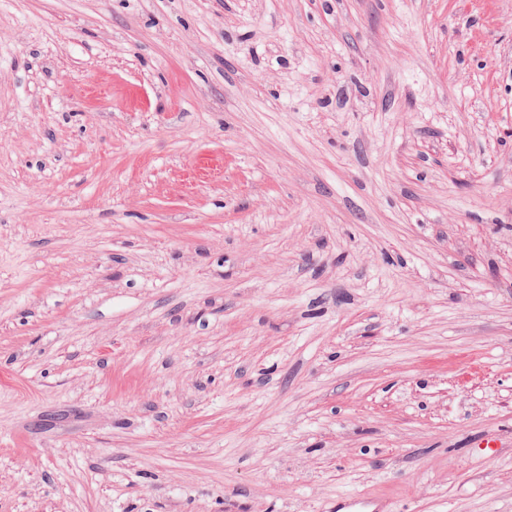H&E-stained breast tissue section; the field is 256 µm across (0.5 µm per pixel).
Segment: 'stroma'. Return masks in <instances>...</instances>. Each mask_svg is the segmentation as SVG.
<instances>
[{"label": "stroma", "mask_w": 512, "mask_h": 512, "mask_svg": "<svg viewBox=\"0 0 512 512\" xmlns=\"http://www.w3.org/2000/svg\"><path fill=\"white\" fill-rule=\"evenodd\" d=\"M347 497L512 512V0H0V512Z\"/></svg>", "instance_id": "35a3bbf8"}]
</instances>
